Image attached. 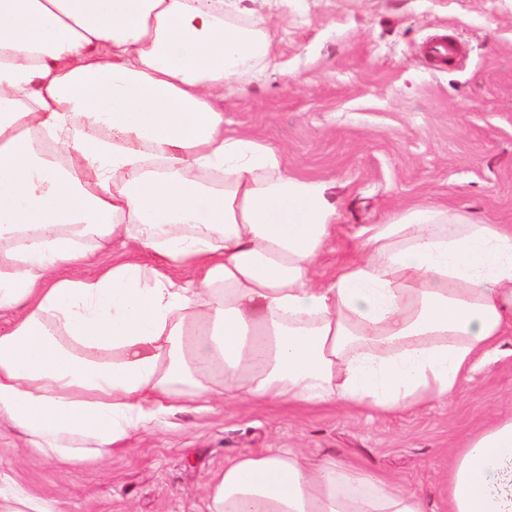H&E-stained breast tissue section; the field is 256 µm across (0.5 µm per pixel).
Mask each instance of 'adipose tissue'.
I'll return each mask as SVG.
<instances>
[{
	"mask_svg": "<svg viewBox=\"0 0 512 512\" xmlns=\"http://www.w3.org/2000/svg\"><path fill=\"white\" fill-rule=\"evenodd\" d=\"M238 0H0V419L35 453L103 458L214 398L396 412L455 395L512 333V225L434 206L359 235L278 149L224 133L225 82L270 53ZM108 122L112 136L93 138ZM39 133L71 154L56 170ZM131 260L82 279L90 249ZM162 257L159 265L138 253ZM448 512H512V416L448 469ZM208 512H426L330 457L242 454ZM0 512H59L0 471Z\"/></svg>",
	"mask_w": 512,
	"mask_h": 512,
	"instance_id": "obj_1",
	"label": "adipose tissue"
}]
</instances>
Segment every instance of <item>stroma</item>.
<instances>
[{
	"label": "stroma",
	"mask_w": 512,
	"mask_h": 512,
	"mask_svg": "<svg viewBox=\"0 0 512 512\" xmlns=\"http://www.w3.org/2000/svg\"><path fill=\"white\" fill-rule=\"evenodd\" d=\"M267 21L272 61L224 86V131L277 148L325 183L340 215L320 275L358 257L357 232L418 205L512 225V0H242ZM461 53H425L439 36ZM512 416V334L451 398L378 413L285 401L174 410L70 465L0 422V468L61 512H207V485L246 452L330 456L445 512L448 466L491 419Z\"/></svg>",
	"instance_id": "obj_1"
}]
</instances>
